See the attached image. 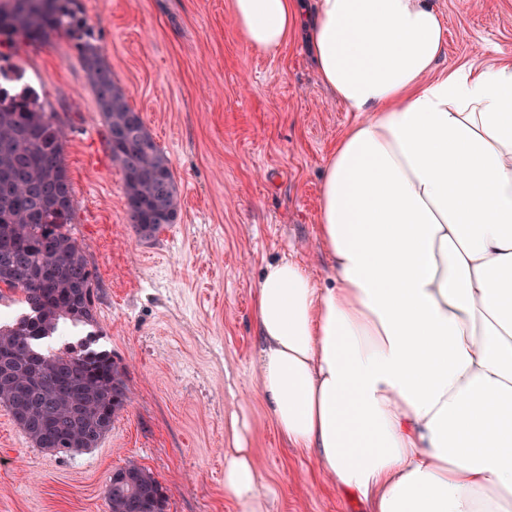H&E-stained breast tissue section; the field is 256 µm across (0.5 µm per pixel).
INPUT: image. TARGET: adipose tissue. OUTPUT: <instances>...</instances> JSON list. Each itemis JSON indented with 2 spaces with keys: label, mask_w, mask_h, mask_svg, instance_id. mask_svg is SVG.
<instances>
[{
  "label": "adipose tissue",
  "mask_w": 512,
  "mask_h": 512,
  "mask_svg": "<svg viewBox=\"0 0 512 512\" xmlns=\"http://www.w3.org/2000/svg\"><path fill=\"white\" fill-rule=\"evenodd\" d=\"M247 45L305 29L357 120L319 199L333 274L267 263L258 375L280 435L371 512H512V58L439 69L431 0H231ZM224 494L262 512L249 449Z\"/></svg>",
  "instance_id": "ef3b65f1"
}]
</instances>
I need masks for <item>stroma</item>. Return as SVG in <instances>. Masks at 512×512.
<instances>
[{"instance_id": "35a3bbf8", "label": "stroma", "mask_w": 512, "mask_h": 512, "mask_svg": "<svg viewBox=\"0 0 512 512\" xmlns=\"http://www.w3.org/2000/svg\"><path fill=\"white\" fill-rule=\"evenodd\" d=\"M441 68L512 54V0H433ZM114 80L170 158L181 210L155 239L130 228L124 180L71 40L4 47L44 77L68 136L71 226L95 275L98 340L127 369L129 402L98 447H33L0 406V512H110L113 471L133 462L166 512H238L224 455L242 436L263 512H367L279 435L263 402L253 318L264 265L288 256L315 282L330 268L318 227L330 151L357 116L322 86L300 35L278 54L245 44L230 0H80ZM238 427H231V417Z\"/></svg>"}]
</instances>
